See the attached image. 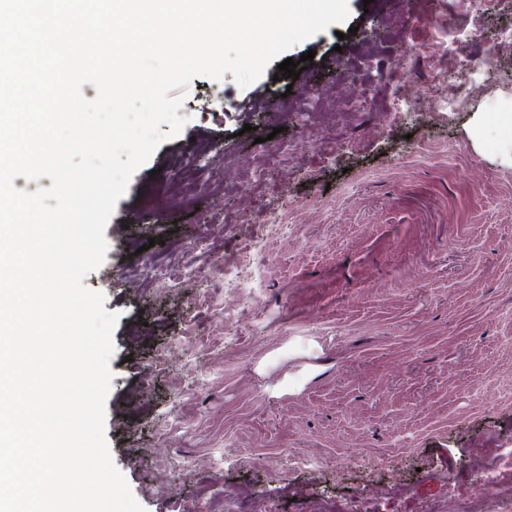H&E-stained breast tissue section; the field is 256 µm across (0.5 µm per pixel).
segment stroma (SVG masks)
Here are the masks:
<instances>
[{"mask_svg": "<svg viewBox=\"0 0 512 512\" xmlns=\"http://www.w3.org/2000/svg\"><path fill=\"white\" fill-rule=\"evenodd\" d=\"M457 4L349 0L347 21L288 50L315 53L298 80L273 61L244 88L228 72L174 89L186 123L132 176L105 229L106 259L83 280L118 315L105 437L144 512H212L245 488L273 512L390 484L442 498L453 467L512 448V168L494 158L498 127L482 148L470 138L481 113L512 97L501 40L512 0H495L464 35L468 53L496 55L497 67L445 75L479 94L380 128L397 58L408 55L418 87L434 75L430 47L448 48L428 26L401 39L386 21ZM348 66L373 105L308 135L279 112L286 92L360 97L342 78ZM194 143L212 185L228 167L250 178L269 152L288 158L258 188L165 207ZM245 210L252 224L233 223ZM246 234L259 245L243 300L216 266ZM203 239L208 265L195 274L141 275L140 247L165 259Z\"/></svg>", "mask_w": 512, "mask_h": 512, "instance_id": "1", "label": "stroma"}]
</instances>
